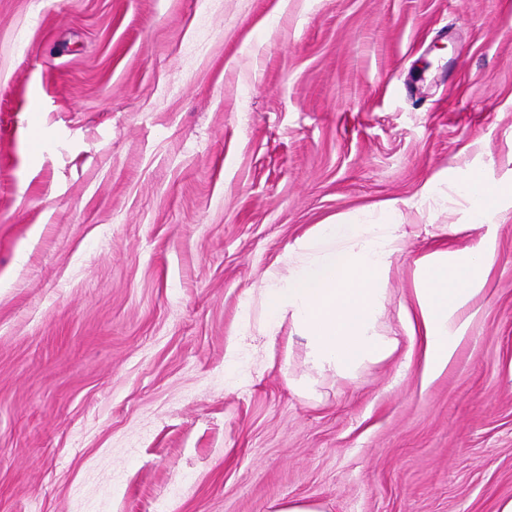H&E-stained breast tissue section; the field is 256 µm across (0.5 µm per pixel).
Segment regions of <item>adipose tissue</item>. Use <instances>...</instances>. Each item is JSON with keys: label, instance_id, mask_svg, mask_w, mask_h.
Here are the masks:
<instances>
[{"label": "adipose tissue", "instance_id": "adipose-tissue-1", "mask_svg": "<svg viewBox=\"0 0 512 512\" xmlns=\"http://www.w3.org/2000/svg\"><path fill=\"white\" fill-rule=\"evenodd\" d=\"M397 201H387L381 224L332 220L287 249L276 268L254 284L264 313L262 333L278 336L283 325L307 340L308 360L317 368L350 372L359 363L395 353L398 337L382 335L377 318L383 294L377 280L397 252ZM491 247L469 251L452 262L444 250L421 257L416 320L409 341L423 347L425 374L439 375L452 360L464 325L458 312L481 290L479 277L491 261Z\"/></svg>", "mask_w": 512, "mask_h": 512}]
</instances>
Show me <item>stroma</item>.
I'll use <instances>...</instances> for the list:
<instances>
[{
    "mask_svg": "<svg viewBox=\"0 0 512 512\" xmlns=\"http://www.w3.org/2000/svg\"><path fill=\"white\" fill-rule=\"evenodd\" d=\"M388 200L384 334L418 258L493 245L438 377L416 350L342 375L290 327L245 335L287 249ZM291 499H512V0H0V512ZM458 194L469 203L472 227L479 226L486 218L490 192L479 175H471L461 181L457 188Z\"/></svg>",
    "mask_w": 512,
    "mask_h": 512,
    "instance_id": "1",
    "label": "stroma"
}]
</instances>
